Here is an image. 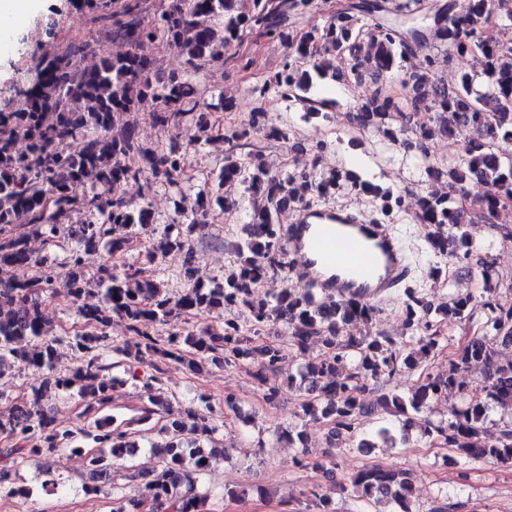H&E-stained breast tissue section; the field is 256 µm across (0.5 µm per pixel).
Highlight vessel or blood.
I'll list each match as a JSON object with an SVG mask.
<instances>
[{
	"instance_id": "b4317fda",
	"label": "vessel or blood",
	"mask_w": 512,
	"mask_h": 512,
	"mask_svg": "<svg viewBox=\"0 0 512 512\" xmlns=\"http://www.w3.org/2000/svg\"><path fill=\"white\" fill-rule=\"evenodd\" d=\"M285 238L297 275L322 295L376 301L408 275L388 226L342 207L297 209Z\"/></svg>"
}]
</instances>
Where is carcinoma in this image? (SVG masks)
Listing matches in <instances>:
<instances>
[{"instance_id":"carcinoma-1","label":"carcinoma","mask_w":512,"mask_h":512,"mask_svg":"<svg viewBox=\"0 0 512 512\" xmlns=\"http://www.w3.org/2000/svg\"><path fill=\"white\" fill-rule=\"evenodd\" d=\"M238 2L173 0L161 12L159 22L149 26L141 16L139 0H84L88 12L108 22L105 35L122 39L127 51L114 55L103 50L97 65L85 69L74 62L84 49L66 45L53 56L41 57L31 85L18 90L16 106L0 108V276H6V280L0 279V380L17 364L43 373L40 386L0 412V434L14 440L10 447L0 449V491L29 499L30 489L15 482L18 466L71 443L78 434L95 448L88 455L84 491L89 495L102 493L111 482L114 461L136 455L139 444L134 440L132 422L117 424L113 417L97 418L77 433L62 431L42 405L47 389L75 393L88 400V413L109 404L112 391L125 380L106 375L111 369L104 363L108 351L123 356L129 367L147 363L153 370L143 383L147 405L135 420L137 424L162 410L164 402L152 394V382L165 374L170 364L201 374L208 363L222 368L258 359L260 382L287 374L288 387L305 395L303 417L329 425L327 439L332 443L341 431L352 432V422L365 413L363 395L370 383L390 378L399 369L418 368L441 340L438 324L427 319L431 307L413 294L405 305L406 316L409 325L424 329V333L409 350L381 331L343 335L348 322L372 323L375 309L370 302L335 299L322 306L314 301L309 288L299 293L287 287L270 299L256 296L257 283L282 264L278 217L286 206L308 205L336 193L344 183L358 193L376 195L378 191L353 173L334 168L316 173H273L257 152L238 156L245 148L241 140L246 133L237 129L224 132L228 148L224 150L219 183L248 184L251 214L244 235L235 245L234 268L224 282H195L173 294L163 283L143 278L142 269L132 264L119 272L114 271L116 264L109 262L92 274L85 271L81 252L102 248L111 259L121 257L131 240L141 236L155 239L145 251V263L158 264L171 251L183 252L190 261L192 243L213 205L221 203L226 211L238 207L228 196L200 192L192 218L160 230L148 207L135 208L110 193L113 183L128 179L143 181L149 190L158 184L181 186L187 180L186 157L196 146L176 132L164 146L145 148L134 128L125 126L115 131L124 113L139 111L148 104L154 123L177 129L180 119L188 114L210 109L235 111L231 99L208 101L186 74L152 78L154 64L144 52L146 44L159 37L166 39V45L195 70L202 64L224 63L226 45L241 40L247 30H261L293 53L254 92L261 97L277 92L301 105L307 116L316 112L309 91L328 78L336 79V66L327 55L342 59L353 79L360 82L368 77L377 84L420 49V65L414 64L406 72L407 94L374 90L358 107L357 120L360 126H374L390 143L405 148L409 147L403 139L406 127L413 112L422 107L445 117L452 114L456 129H474L480 134L481 141L466 143L459 165L448 169V192H431L416 200L414 218L431 228L430 248L443 253L452 247L465 256L472 253L468 235L461 231L456 193L473 169L489 168L492 190L481 201L488 214L512 200V156L493 150L494 142L512 140V45L490 33L493 0H467L460 12L456 0H447L431 12L423 9L422 0H350L331 13L323 26H312L299 36L290 31L288 20L304 13L312 0H251L246 12ZM375 12L392 14L394 19L365 27L362 19ZM365 37L373 52L362 59L359 41ZM469 41L482 55L483 69L461 73L450 91L435 78L433 51L442 47L450 55H465L464 43ZM21 138L29 142L26 153L16 150ZM80 182L96 186L95 191L83 198L73 195L72 185ZM80 211L97 214L101 220L69 223L71 215ZM33 234L49 248L58 246L65 235L75 244L68 299L88 331L77 332L68 341L82 358L67 374L56 368L63 340L47 334L43 318V302L52 297L51 276L18 279L10 275V271L30 265L28 240ZM227 305L249 309L256 324L272 316L280 319L301 355L315 342L321 343L322 352L292 373L285 365L283 349L261 343L247 335L242 325L223 320ZM473 307L472 297H460L443 311V317L462 320L470 316ZM201 311L215 315L222 323L212 329L166 337L149 332L154 325L163 326L173 319L186 322L188 316ZM491 311L488 321L495 335H476L463 342L448 360V375H428L408 395L388 390L377 396L376 406L400 418L401 440L411 433L415 415L457 387L460 373L479 365L483 385L467 394L464 406L452 420L431 427L426 434L443 438L468 463L512 462V423L502 426L493 439L485 430L493 406L512 407V352L504 350L512 346V306L493 307ZM114 316L123 319L140 341L132 347L111 343L107 328ZM200 402L198 407L169 414L159 428L163 441L152 445L154 465L138 471L134 496L112 491V512H142L146 506L149 512H199L205 497L190 492L212 460L224 453V443L215 438V410L209 399L202 397ZM281 437L301 448L300 466L331 472L323 462L309 460L303 431L290 428ZM388 440H395V436L388 427L380 426L363 436L357 447L371 449L377 442ZM347 486L362 501L387 504L392 507L390 512H412L415 487L406 471L367 465L348 477Z\"/></svg>"}]
</instances>
